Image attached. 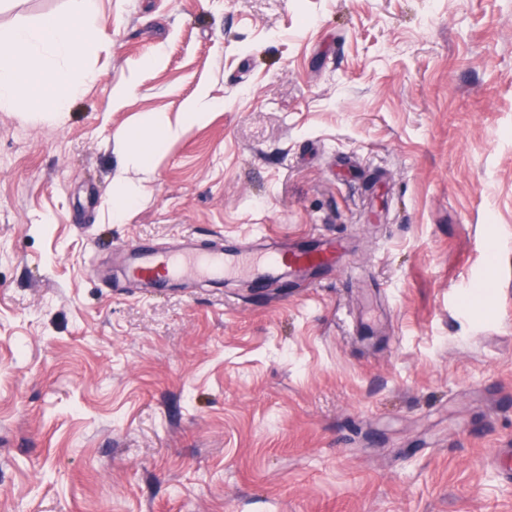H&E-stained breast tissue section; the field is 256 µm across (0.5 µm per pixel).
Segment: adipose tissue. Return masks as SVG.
Here are the masks:
<instances>
[{
	"instance_id": "1",
	"label": "adipose tissue",
	"mask_w": 512,
	"mask_h": 512,
	"mask_svg": "<svg viewBox=\"0 0 512 512\" xmlns=\"http://www.w3.org/2000/svg\"><path fill=\"white\" fill-rule=\"evenodd\" d=\"M97 36V29L84 15L59 14L13 27L0 43V109L33 111L40 92L47 90L53 117H62L69 103L94 78L93 73L80 72L79 62L82 49ZM216 108L215 100L202 91L183 102L179 126L151 119L120 130L116 139L129 160L146 166L162 145L206 121Z\"/></svg>"
}]
</instances>
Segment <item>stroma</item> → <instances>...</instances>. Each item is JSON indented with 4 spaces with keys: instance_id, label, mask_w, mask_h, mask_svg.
Here are the masks:
<instances>
[{
    "instance_id": "stroma-1",
    "label": "stroma",
    "mask_w": 512,
    "mask_h": 512,
    "mask_svg": "<svg viewBox=\"0 0 512 512\" xmlns=\"http://www.w3.org/2000/svg\"><path fill=\"white\" fill-rule=\"evenodd\" d=\"M82 0H6L13 25ZM62 119L0 110V512H512V0H95ZM160 59L146 70L141 60ZM128 93L113 103L112 93ZM206 123L126 159L113 134ZM137 203L113 222L117 186ZM342 237L113 287V250ZM218 107L209 94L201 90L182 104L183 120L173 128L156 120H147L136 128H126L116 134V139L125 148L129 160L147 166L152 155L164 144L177 139L194 125L206 121L210 112ZM267 242L263 233L256 235ZM260 244V248L215 244L198 248L194 239L185 237L179 250L131 243L120 250L126 279L146 291L173 285L185 277L222 284L225 278H241L264 283L277 277L300 278L314 269L335 265L342 240L320 234L311 248L286 241Z\"/></svg>"
}]
</instances>
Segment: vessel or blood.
<instances>
[{"label": "vessel or blood", "mask_w": 512, "mask_h": 512, "mask_svg": "<svg viewBox=\"0 0 512 512\" xmlns=\"http://www.w3.org/2000/svg\"><path fill=\"white\" fill-rule=\"evenodd\" d=\"M342 250L341 239L322 234L309 248L274 241L259 248L219 243L201 249L189 237L176 251L132 243L122 248L120 255L126 279L152 291L187 277L213 284L227 278L255 283L277 277L300 278L315 269L335 265Z\"/></svg>", "instance_id": "vessel-or-blood-1"}]
</instances>
